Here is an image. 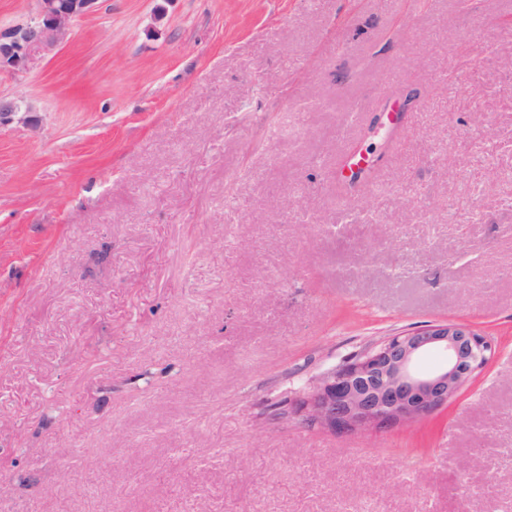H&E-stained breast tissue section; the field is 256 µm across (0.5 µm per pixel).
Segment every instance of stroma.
<instances>
[{
	"label": "stroma",
	"instance_id": "obj_1",
	"mask_svg": "<svg viewBox=\"0 0 512 512\" xmlns=\"http://www.w3.org/2000/svg\"><path fill=\"white\" fill-rule=\"evenodd\" d=\"M0 94V512H512V0H103ZM454 318L431 418H278ZM36 112L29 106L22 110V103L14 97H0V129L13 125L14 123H24L29 126L37 124Z\"/></svg>",
	"mask_w": 512,
	"mask_h": 512
}]
</instances>
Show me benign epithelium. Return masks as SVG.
<instances>
[{
  "label": "benign epithelium",
  "mask_w": 512,
  "mask_h": 512,
  "mask_svg": "<svg viewBox=\"0 0 512 512\" xmlns=\"http://www.w3.org/2000/svg\"><path fill=\"white\" fill-rule=\"evenodd\" d=\"M99 0H38L36 17L0 30V72L25 69L37 45L62 43L74 23L93 12ZM37 124L30 107L0 97V129L15 123ZM398 117L379 113L368 137H390ZM444 352L445 365L424 373L418 360L427 352ZM491 340L465 320H446L404 330L368 344L350 361L324 372L298 392L288 413L334 435L385 431L428 417L446 407L457 392L486 366Z\"/></svg>",
  "instance_id": "obj_1"
}]
</instances>
